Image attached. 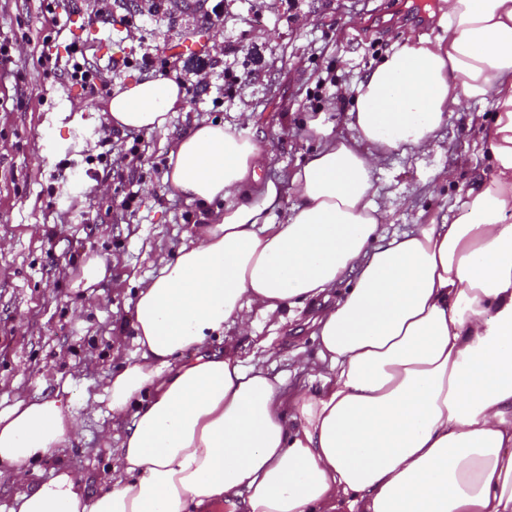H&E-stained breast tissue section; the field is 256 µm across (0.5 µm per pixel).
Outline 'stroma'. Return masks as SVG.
Segmentation results:
<instances>
[{
  "label": "stroma",
  "mask_w": 512,
  "mask_h": 512,
  "mask_svg": "<svg viewBox=\"0 0 512 512\" xmlns=\"http://www.w3.org/2000/svg\"><path fill=\"white\" fill-rule=\"evenodd\" d=\"M422 21L405 19L400 0H0V410L17 398H45L70 386L78 432L36 462L39 478L71 468L102 487L120 464V441L103 444L112 418L85 397L102 393L135 353L133 320L143 281L157 273L198 223L195 204L171 196L168 153L193 120L228 123L255 136L281 179L319 146L307 122L325 113L348 137L359 82L406 38L444 33L443 0H415ZM265 22L258 25L254 14ZM203 34L209 50L173 58L179 40ZM78 46L101 72L95 90L72 82L67 52ZM151 56L154 67L142 64ZM237 76L229 83L226 72ZM192 84L164 132L113 133L102 114L115 85L147 75ZM467 109L449 114L427 153L387 159L373 190L388 217L384 235L446 223L460 190L485 169L481 129ZM467 152L455 183L434 174ZM92 256L111 275L93 290L72 275ZM311 307L283 322L252 314L244 356L261 358L287 384L300 359L314 357Z\"/></svg>",
  "instance_id": "stroma-1"
}]
</instances>
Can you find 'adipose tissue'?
<instances>
[{
  "label": "adipose tissue",
  "instance_id": "ef3b65f1",
  "mask_svg": "<svg viewBox=\"0 0 512 512\" xmlns=\"http://www.w3.org/2000/svg\"><path fill=\"white\" fill-rule=\"evenodd\" d=\"M445 34L408 39L360 82L351 137L322 144L289 180L261 179L258 141L193 121L168 154L172 195L208 208L141 287L132 362L102 395L122 466L89 494L69 468L29 466L77 422L61 395L0 411L9 512H512V0H445ZM177 77L115 85L104 112L121 133L166 129ZM483 104L488 173L445 224L383 240L373 176L427 153L449 113ZM297 202L283 210L285 190ZM315 317L305 382L245 362L234 333L336 287ZM223 349L210 348V340Z\"/></svg>",
  "mask_w": 512,
  "mask_h": 512
}]
</instances>
